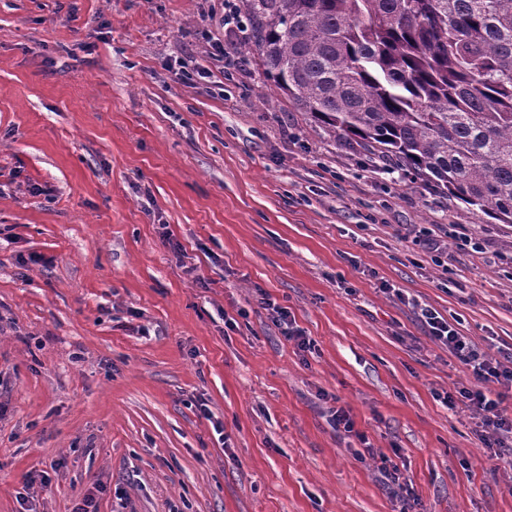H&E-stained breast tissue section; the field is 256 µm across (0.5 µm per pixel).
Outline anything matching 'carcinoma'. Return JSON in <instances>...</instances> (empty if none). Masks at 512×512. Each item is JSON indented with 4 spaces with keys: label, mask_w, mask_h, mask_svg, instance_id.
Instances as JSON below:
<instances>
[{
    "label": "carcinoma",
    "mask_w": 512,
    "mask_h": 512,
    "mask_svg": "<svg viewBox=\"0 0 512 512\" xmlns=\"http://www.w3.org/2000/svg\"><path fill=\"white\" fill-rule=\"evenodd\" d=\"M266 77L328 137L512 224V0H245Z\"/></svg>",
    "instance_id": "1"
}]
</instances>
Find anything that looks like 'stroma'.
Here are the masks:
<instances>
[{"instance_id": "35a3bbf8", "label": "stroma", "mask_w": 512, "mask_h": 512, "mask_svg": "<svg viewBox=\"0 0 512 512\" xmlns=\"http://www.w3.org/2000/svg\"><path fill=\"white\" fill-rule=\"evenodd\" d=\"M231 7L0 0V512H512L417 311L512 353V224L328 138Z\"/></svg>"}]
</instances>
